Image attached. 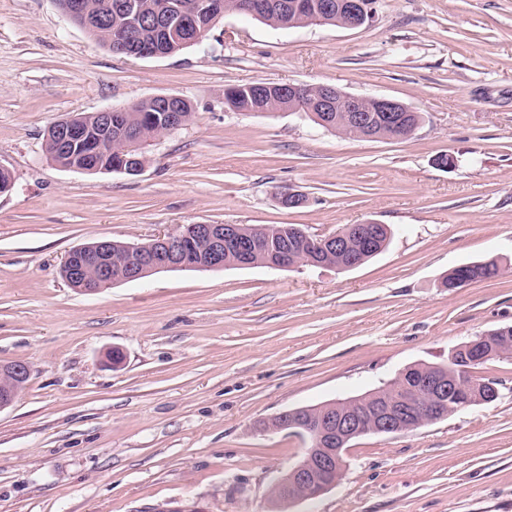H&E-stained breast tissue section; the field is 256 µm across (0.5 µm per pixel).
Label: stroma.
I'll return each mask as SVG.
<instances>
[{"instance_id": "1", "label": "stroma", "mask_w": 512, "mask_h": 512, "mask_svg": "<svg viewBox=\"0 0 512 512\" xmlns=\"http://www.w3.org/2000/svg\"><path fill=\"white\" fill-rule=\"evenodd\" d=\"M349 29H276L229 13L179 53L129 58L55 0H0V362L31 375L0 412V512H271L306 443L284 411L444 364L512 325V0H375ZM328 83L400 100L406 139L353 138L290 112H233L224 90ZM189 99L141 174L67 170L45 153L61 115ZM454 156L450 169L437 156ZM306 197L287 208L279 193ZM375 221L384 251L350 270L165 271L98 293L59 268L73 247L143 243L185 224ZM496 261L448 290L454 267ZM119 348L118 367L103 354ZM499 396L411 432L351 441L336 485L291 512H512V358Z\"/></svg>"}]
</instances>
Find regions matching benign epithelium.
Instances as JSON below:
<instances>
[{"instance_id": "1", "label": "benign epithelium", "mask_w": 512, "mask_h": 512, "mask_svg": "<svg viewBox=\"0 0 512 512\" xmlns=\"http://www.w3.org/2000/svg\"><path fill=\"white\" fill-rule=\"evenodd\" d=\"M62 15L69 21L93 19L86 0H63ZM323 12L336 11L344 18L343 26L358 28L372 16L367 0H325L316 6ZM226 13L223 0H199L191 21L201 29L208 28L206 21ZM125 56L133 58L163 57L160 44L153 46L129 45ZM280 94L295 99L300 93L311 94L308 115L327 127H342L352 135L371 138L380 126L401 128L409 123L412 110L404 103L387 97L354 95L329 84H276ZM178 100L174 95H158L156 101L165 112V132H173L183 126L179 108L173 105ZM127 107L112 108L95 113L94 123L85 124L72 117L54 122L56 140L63 150L79 151V162L72 169L81 172L99 170V154L105 147L125 142L131 131L123 123ZM373 237L372 229L364 224H353L347 235L332 233L325 236L312 235L298 227L271 229L260 226L253 236H246L237 224H189L185 229L163 236L143 245L126 243L120 264L121 273L112 275V241L107 239L80 245L71 249L61 267L63 278L69 282L87 284L85 291L97 293L119 282L140 279L146 275L185 266L183 253L186 243L197 240L202 243L197 267L205 270L224 268V253L233 252L238 257V266L251 265V258L258 245L266 248V267L288 269L300 266L289 251L311 249L320 256L336 254L342 262L336 268L354 269L360 266L356 260V247L368 248ZM30 365L15 361L0 364V382L9 386L0 388V412L13 406L17 399L15 386L29 379ZM458 392L456 385L447 379L431 378L419 382L399 400L388 403L370 391L363 397L342 400L346 409L324 415L314 439V447L307 455L278 478L270 488L280 492L288 504L315 498L337 483L334 474L343 470L348 443L363 435V431L376 433L403 432L418 413L438 417L448 400ZM298 429L307 427L295 412H283L267 423L265 430Z\"/></svg>"}]
</instances>
